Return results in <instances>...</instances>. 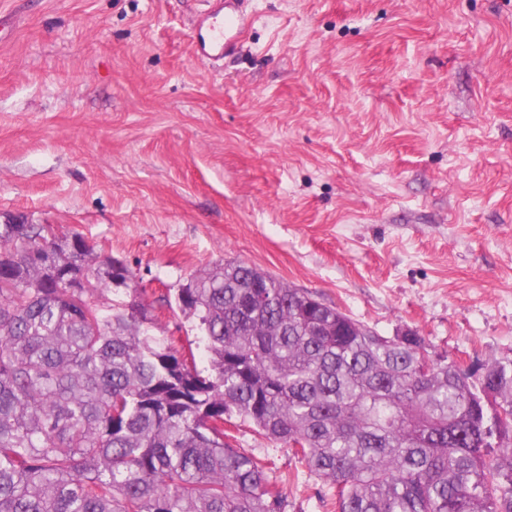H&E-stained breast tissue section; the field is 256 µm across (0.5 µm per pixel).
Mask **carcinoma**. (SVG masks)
Wrapping results in <instances>:
<instances>
[{
  "instance_id": "carcinoma-1",
  "label": "carcinoma",
  "mask_w": 512,
  "mask_h": 512,
  "mask_svg": "<svg viewBox=\"0 0 512 512\" xmlns=\"http://www.w3.org/2000/svg\"><path fill=\"white\" fill-rule=\"evenodd\" d=\"M116 270L133 282L77 233L0 224V512H284L234 417L334 512H512V364L475 383L238 261L166 291L197 333L161 338ZM227 427L231 428L237 436V446L240 448H244L247 451H250L252 448H267L265 452L274 461L277 473L288 472L294 468V461L291 460L287 447L257 439L247 426H240L239 430L233 429L230 426Z\"/></svg>"
}]
</instances>
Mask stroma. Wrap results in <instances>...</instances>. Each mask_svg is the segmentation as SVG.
I'll return each mask as SVG.
<instances>
[{
    "label": "stroma",
    "mask_w": 512,
    "mask_h": 512,
    "mask_svg": "<svg viewBox=\"0 0 512 512\" xmlns=\"http://www.w3.org/2000/svg\"><path fill=\"white\" fill-rule=\"evenodd\" d=\"M0 0V213L159 295L241 261L483 375L512 363V0ZM300 474L285 512H328ZM240 23V16L228 17L224 22L215 21L205 35L194 32L191 36L194 45V55L200 62H210L224 58V52L231 46L234 32Z\"/></svg>",
    "instance_id": "1"
}]
</instances>
